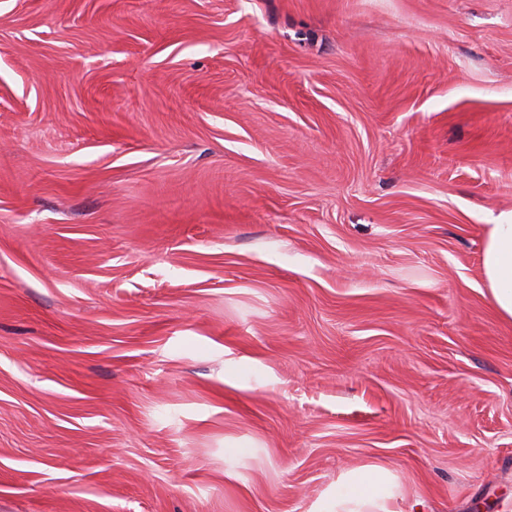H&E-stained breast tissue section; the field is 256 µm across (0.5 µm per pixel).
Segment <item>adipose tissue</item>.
<instances>
[{"instance_id": "ef3b65f1", "label": "adipose tissue", "mask_w": 512, "mask_h": 512, "mask_svg": "<svg viewBox=\"0 0 512 512\" xmlns=\"http://www.w3.org/2000/svg\"><path fill=\"white\" fill-rule=\"evenodd\" d=\"M481 276L496 311L512 321V219L489 226L481 255ZM398 495L390 471L372 464L343 475L313 512H398Z\"/></svg>"}]
</instances>
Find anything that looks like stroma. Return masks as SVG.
<instances>
[{"label":"stroma","instance_id":"stroma-1","mask_svg":"<svg viewBox=\"0 0 512 512\" xmlns=\"http://www.w3.org/2000/svg\"><path fill=\"white\" fill-rule=\"evenodd\" d=\"M512 0H0V512L512 507ZM488 226L481 255L482 280L496 311L512 321V216ZM398 495V486L390 471L372 464L343 475L336 489L312 512H400Z\"/></svg>","mask_w":512,"mask_h":512}]
</instances>
